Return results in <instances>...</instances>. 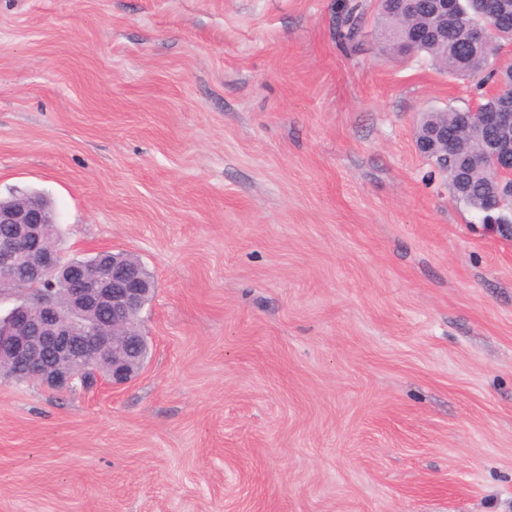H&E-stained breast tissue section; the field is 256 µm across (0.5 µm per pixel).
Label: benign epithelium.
Here are the masks:
<instances>
[{
    "instance_id": "obj_1",
    "label": "benign epithelium",
    "mask_w": 512,
    "mask_h": 512,
    "mask_svg": "<svg viewBox=\"0 0 512 512\" xmlns=\"http://www.w3.org/2000/svg\"><path fill=\"white\" fill-rule=\"evenodd\" d=\"M460 24L456 0H434L426 15L408 27L402 40L412 44L447 46L448 26ZM496 52L486 57L488 65L500 74L486 97L512 96V69ZM465 124L448 136V121L425 115L420 123L416 145L421 154L439 171L448 173V155L459 136H465L470 150L464 168L489 171L486 178L490 200L512 199V106L504 104L496 112H466ZM0 224L10 232L0 237V280L17 283L21 298L4 317L6 330L0 336V359L14 364V374L39 382L53 390L75 387L82 371L93 361L112 354V373L84 381L118 386L130 381L147 360L140 353L148 342L131 323L154 290L138 264H129L99 251L101 273L87 274L83 266H63L58 248L53 245L57 223L39 201L22 198L0 206ZM61 279L70 284L67 307H62L54 289L42 283ZM102 314L105 324L90 326L82 317Z\"/></svg>"
}]
</instances>
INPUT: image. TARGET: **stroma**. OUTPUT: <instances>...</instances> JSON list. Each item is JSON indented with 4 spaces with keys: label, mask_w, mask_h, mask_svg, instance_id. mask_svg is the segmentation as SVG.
<instances>
[{
    "label": "stroma",
    "mask_w": 512,
    "mask_h": 512,
    "mask_svg": "<svg viewBox=\"0 0 512 512\" xmlns=\"http://www.w3.org/2000/svg\"><path fill=\"white\" fill-rule=\"evenodd\" d=\"M345 0H0V198L138 258L128 383L0 379V512H512V237L418 151L474 82ZM366 5L362 1L348 0L343 5L341 14L336 21V37L345 44L357 46L362 40L363 33L359 24L365 13Z\"/></svg>",
    "instance_id": "35a3bbf8"
}]
</instances>
